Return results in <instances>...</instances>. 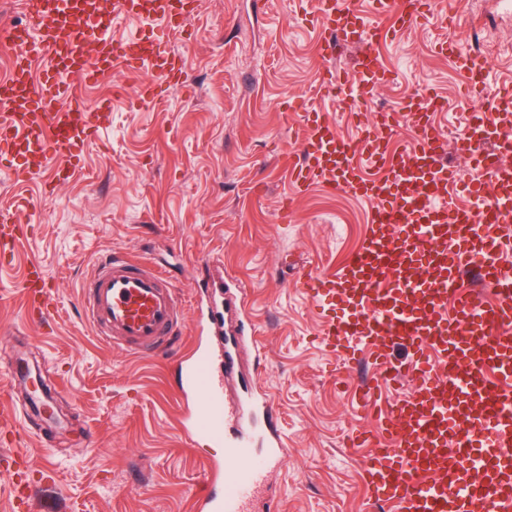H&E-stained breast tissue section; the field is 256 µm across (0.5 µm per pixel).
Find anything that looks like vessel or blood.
I'll use <instances>...</instances> for the list:
<instances>
[{
    "label": "vessel or blood",
    "instance_id": "b4317fda",
    "mask_svg": "<svg viewBox=\"0 0 512 512\" xmlns=\"http://www.w3.org/2000/svg\"><path fill=\"white\" fill-rule=\"evenodd\" d=\"M315 22L330 37L320 47L322 100L337 90L356 101L358 131L345 138L327 115L306 108L304 135L286 159L293 192L281 201L288 216L312 184L332 187L374 205L361 247L335 272L303 274L300 286L319 319L325 349L370 374L356 386L366 427L346 445L365 449L362 478L372 505L393 512H512V270L499 255L503 227L512 222V86L485 96L488 68L459 54L455 39L438 42L453 58L467 94L480 98L455 150L491 178L466 182L444 161L446 141L434 123L446 97L430 91L387 109L375 93L395 80L380 56L381 42L416 27L434 0H319ZM30 27L1 26L9 51L0 77V157L13 156L22 181L53 167L81 169L83 153L109 112L110 98L88 106L82 90L124 74L148 71L137 97L155 101L159 85L184 87L186 58L171 49L184 37L198 0H29ZM132 17L140 30L114 40L102 18ZM359 46L354 75L339 79L330 65L334 42ZM410 127L398 143L395 128ZM384 168L381 177L370 176ZM464 192L469 205L453 202ZM26 213L0 209V258L23 240ZM475 276L491 300L464 286ZM97 336L137 355L163 351L178 336L181 304L165 272L111 251L80 285ZM28 307H51L44 271L30 262L23 281ZM249 296L235 279L199 285L195 338L177 362L182 373L184 435L206 434L224 447L211 465L198 512H245L266 473L288 458L277 413L267 393L254 390L238 408L224 401L223 382L237 370L232 346L211 338L225 315L245 317ZM405 346L408 355L393 351ZM266 417L265 453H255L241 430L240 412Z\"/></svg>",
    "mask_w": 512,
    "mask_h": 512
}]
</instances>
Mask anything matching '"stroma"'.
Wrapping results in <instances>:
<instances>
[{
    "instance_id": "35a3bbf8",
    "label": "stroma",
    "mask_w": 512,
    "mask_h": 512,
    "mask_svg": "<svg viewBox=\"0 0 512 512\" xmlns=\"http://www.w3.org/2000/svg\"><path fill=\"white\" fill-rule=\"evenodd\" d=\"M186 41V87L143 104L136 72L112 87L85 90L88 101L112 97L100 136L81 171L43 194L54 171L19 182L0 171V209L35 201L27 238L0 269V412L10 409L7 364L16 357L45 363L59 386L68 428L31 435L0 421V455L23 449L30 467L19 479L0 469V512H16L13 485L33 489L31 512H195L208 465L224 451L207 435L179 431L184 408L170 356H136L102 342L84 317L79 282L98 257L115 250L167 270L183 306V344H190L195 290L209 271L224 270L250 295L249 317L259 346L241 348L242 373L252 374L278 411L288 461L271 474L251 512H389L368 508L361 453L345 447L364 425L352 394L360 375L317 340L315 310L297 286L308 269L340 266L361 246L371 206L319 182L279 219L289 193L284 159L302 136L292 98L320 106L310 23L318 0H199ZM440 0L433 15L400 40L381 45L396 84L379 104L425 87L448 97L435 123L454 142L462 115L476 108L453 65L434 46L454 35L467 49L482 18L495 26L494 83H512V0H463L455 30ZM44 267L57 308L50 324L29 312L20 284L30 259ZM52 464L53 481L41 470Z\"/></svg>"
}]
</instances>
